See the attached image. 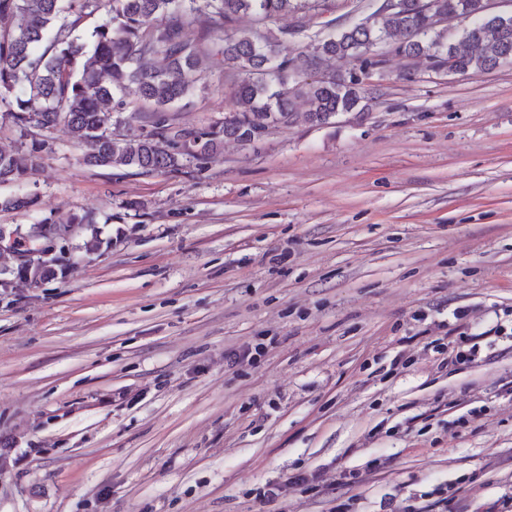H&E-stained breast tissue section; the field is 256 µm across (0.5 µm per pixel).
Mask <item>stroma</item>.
I'll list each match as a JSON object with an SVG mask.
<instances>
[{
	"label": "stroma",
	"mask_w": 512,
	"mask_h": 512,
	"mask_svg": "<svg viewBox=\"0 0 512 512\" xmlns=\"http://www.w3.org/2000/svg\"><path fill=\"white\" fill-rule=\"evenodd\" d=\"M371 0L284 15L300 48ZM174 122L230 111L202 56ZM361 112L199 165L91 167L65 127L0 227L70 213L64 275L0 296V512H482L512 496V63L386 53ZM467 311L481 361L431 341ZM259 347L252 363L235 354ZM316 475L314 491L289 483ZM277 495L262 504L260 488Z\"/></svg>",
	"instance_id": "1"
}]
</instances>
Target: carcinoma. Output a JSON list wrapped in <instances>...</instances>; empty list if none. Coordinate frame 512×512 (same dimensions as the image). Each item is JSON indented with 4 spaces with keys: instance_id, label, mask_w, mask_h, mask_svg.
<instances>
[{
    "instance_id": "cac0c4a2",
    "label": "carcinoma",
    "mask_w": 512,
    "mask_h": 512,
    "mask_svg": "<svg viewBox=\"0 0 512 512\" xmlns=\"http://www.w3.org/2000/svg\"><path fill=\"white\" fill-rule=\"evenodd\" d=\"M324 0H111V16L95 25L91 47L76 32L103 0H0V114L30 144L0 148V185L18 182L42 166L47 134L63 125L84 147L93 167L138 175L202 165L226 140L259 141L294 122L297 102L306 120L325 125L360 107L367 89L357 71L377 63L374 48L423 56L450 73L482 74L512 62V16L494 14L487 0H399L377 7L358 24L288 48L290 32L246 30L216 50L224 71L238 76L224 121L199 128L172 123L173 106L187 97L204 42L219 37L239 14L261 21L302 10L319 13ZM470 21L454 32L434 17ZM330 59L358 69L330 79H308ZM135 88L140 105L121 117L120 98ZM148 131H137L132 122ZM31 196L0 198L1 209H27Z\"/></svg>"
}]
</instances>
